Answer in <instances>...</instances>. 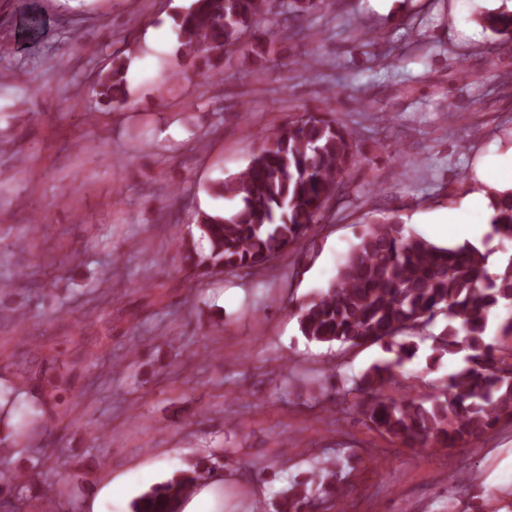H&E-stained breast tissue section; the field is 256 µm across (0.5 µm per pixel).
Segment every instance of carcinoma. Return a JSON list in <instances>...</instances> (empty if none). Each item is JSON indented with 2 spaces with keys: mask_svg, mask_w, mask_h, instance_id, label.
Instances as JSON below:
<instances>
[{
  "mask_svg": "<svg viewBox=\"0 0 512 512\" xmlns=\"http://www.w3.org/2000/svg\"><path fill=\"white\" fill-rule=\"evenodd\" d=\"M320 0H295L296 14L283 29L308 37L296 24L299 14ZM271 0H193L174 17L181 52L190 65L217 67L241 35L264 21ZM484 27L512 41V13L481 17ZM107 106H123L128 92L122 58L100 74L95 85ZM359 146L352 129L331 113L304 111L265 134L248 164L221 184V196L235 202L228 213L202 212L198 223L210 250H185L183 260L202 276L251 270L288 252L326 216L357 162ZM491 224L512 240V189L494 191ZM487 254L465 242L437 245L405 231L391 220L368 224L358 236L336 277L298 308L301 334L310 341L348 346L378 345L393 354L351 379L354 409L382 434L406 448H457L512 424V346L505 348L488 329L493 313L508 310L498 335L512 337V257L490 274ZM443 330L431 336L429 364L467 352L466 366L448 376L434 395L409 390L388 394L398 368L417 353L413 338L426 333L438 317ZM327 467L310 475L311 486L283 492L285 509L302 512L308 501L334 489ZM202 477L181 471L143 492L132 512H181V502Z\"/></svg>",
  "mask_w": 512,
  "mask_h": 512,
  "instance_id": "obj_1",
  "label": "carcinoma"
}]
</instances>
